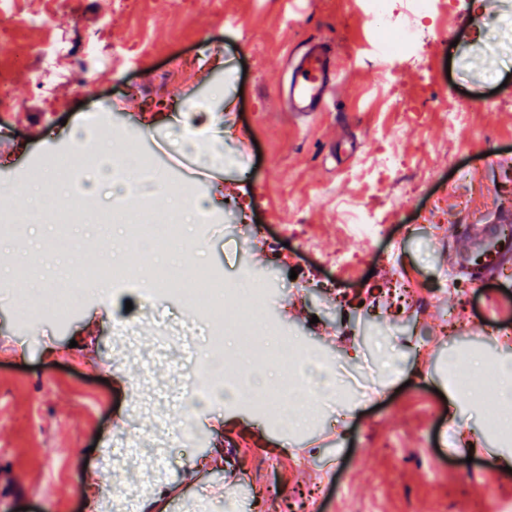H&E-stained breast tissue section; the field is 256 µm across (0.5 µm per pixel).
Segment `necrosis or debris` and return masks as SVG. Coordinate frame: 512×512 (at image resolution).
I'll return each instance as SVG.
<instances>
[{
  "instance_id": "necrosis-or-debris-1",
  "label": "necrosis or debris",
  "mask_w": 512,
  "mask_h": 512,
  "mask_svg": "<svg viewBox=\"0 0 512 512\" xmlns=\"http://www.w3.org/2000/svg\"><path fill=\"white\" fill-rule=\"evenodd\" d=\"M390 3L367 0V18L382 34L381 54L386 58H413L421 33L411 23L397 19ZM112 221L127 225L134 242L146 251L174 243L182 236L180 218L174 213L160 217L146 209L132 222L123 209L116 207ZM178 275L175 268L155 266L154 285L138 293L136 311L112 319L116 338L113 361L131 365L134 385L145 390L128 430L114 434L104 450L117 491L142 481L137 459L150 457L156 472L168 465L169 458L160 451L155 436L167 433L165 414L170 408L184 413L179 434L188 437L194 432L195 410L233 390L240 372L224 358L225 336L266 323V295L262 289H252V307L244 310L234 304L236 289L224 284L211 270L201 269L182 284L177 281ZM163 293L193 304L192 313L178 318L157 315L155 308ZM146 317L156 323L155 336L151 348L140 351L136 348L137 333ZM203 361L208 364L207 370L196 373V366Z\"/></svg>"
}]
</instances>
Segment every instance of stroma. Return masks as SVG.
<instances>
[{"label":"stroma","instance_id":"1","mask_svg":"<svg viewBox=\"0 0 512 512\" xmlns=\"http://www.w3.org/2000/svg\"><path fill=\"white\" fill-rule=\"evenodd\" d=\"M417 23L427 33L418 61L391 62L375 52L361 0H0V69L10 74L0 186L83 193L85 153L100 142L85 122L97 116L112 138L136 137L166 181L151 196L96 198L72 238L108 237L114 264L139 279L158 262L267 289L277 335L236 332L225 354L262 351L256 369L277 374L285 336L319 354L345 391L304 429L248 395L206 404L194 437L168 450L157 512H198L195 497L173 492L203 470L222 484L211 512L311 501L317 512H512L494 410L446 397L456 388L449 355H512L500 344L512 337V263L476 292L450 259L454 225L512 219V0H440ZM313 39L332 43L343 79L335 109L298 118L283 98L289 59ZM71 42L86 45L83 90L68 59L50 54ZM152 139L178 169H165ZM389 154L402 160L393 172L380 165ZM204 172L211 220L193 226L202 252L145 257L113 238V207L169 213L173 189ZM362 213L380 235L355 233ZM255 222L273 241L260 254L244 240ZM44 230L22 252L0 236V259L30 266L32 288L17 310L0 272V512H100L87 490L106 478L98 450L141 398L129 368L112 363V311L135 294L90 289L55 319L45 289L101 258Z\"/></svg>","mask_w":512,"mask_h":512}]
</instances>
